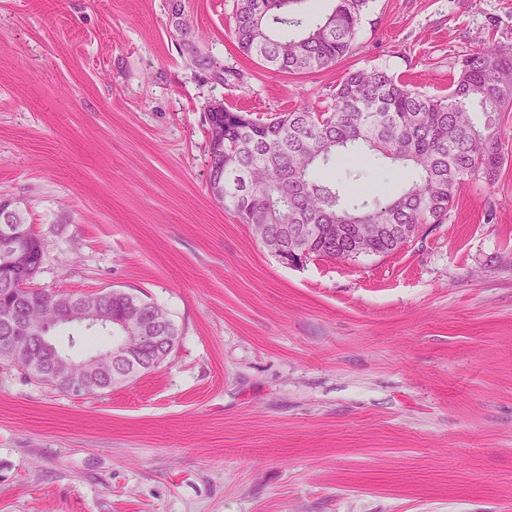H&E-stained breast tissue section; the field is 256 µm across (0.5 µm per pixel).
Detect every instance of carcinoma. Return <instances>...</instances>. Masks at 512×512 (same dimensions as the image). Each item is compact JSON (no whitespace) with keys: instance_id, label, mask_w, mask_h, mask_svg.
Masks as SVG:
<instances>
[{"instance_id":"1","label":"carcinoma","mask_w":512,"mask_h":512,"mask_svg":"<svg viewBox=\"0 0 512 512\" xmlns=\"http://www.w3.org/2000/svg\"><path fill=\"white\" fill-rule=\"evenodd\" d=\"M306 2L237 0L233 39L272 71L309 73L335 65L351 51L369 0H334L332 9L317 17L306 13ZM288 28L297 29V36L279 35ZM331 98L334 103L321 111L303 104L266 120L230 107L206 118L224 132V153L208 145V187L223 181L213 198L286 264L395 253L425 225L448 219L465 181L495 182L504 161L503 118L512 110V48L485 44L462 60L443 95L420 92L375 69L346 73ZM477 113L483 122L474 121ZM360 148L412 169L415 178L391 194L351 197L348 186L361 179V170L350 169L341 180L318 175ZM351 224H379L381 231L361 247ZM84 301L99 302L115 317L138 310L148 319L166 318L162 309L135 294L49 298L35 288L20 297L0 271V312L20 307L34 338L64 324L70 307ZM4 360L45 382L43 371L0 343Z\"/></svg>"}]
</instances>
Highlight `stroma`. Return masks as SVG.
Wrapping results in <instances>:
<instances>
[{"instance_id": "stroma-1", "label": "stroma", "mask_w": 512, "mask_h": 512, "mask_svg": "<svg viewBox=\"0 0 512 512\" xmlns=\"http://www.w3.org/2000/svg\"><path fill=\"white\" fill-rule=\"evenodd\" d=\"M237 0H0V197L45 243L48 292L117 288L178 330L94 395L0 363V512H512V114L495 183L388 256L287 266L207 187L212 99L330 105L383 69L443 95L512 0H370L335 66L275 74ZM194 41L232 75L194 65ZM359 195L412 178L356 154Z\"/></svg>"}]
</instances>
